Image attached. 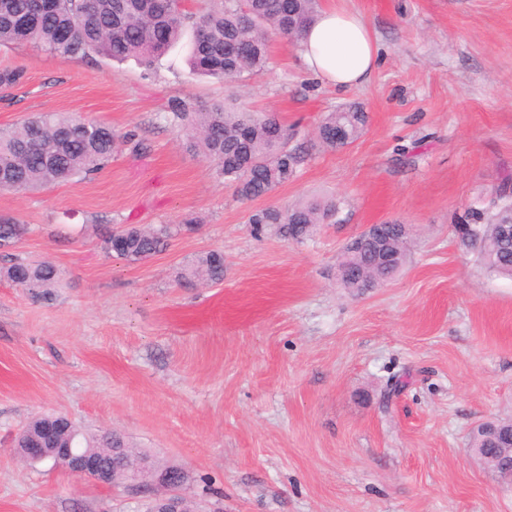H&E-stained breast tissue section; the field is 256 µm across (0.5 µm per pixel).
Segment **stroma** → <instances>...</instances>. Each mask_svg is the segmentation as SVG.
Instances as JSON below:
<instances>
[{
    "instance_id": "stroma-1",
    "label": "stroma",
    "mask_w": 512,
    "mask_h": 512,
    "mask_svg": "<svg viewBox=\"0 0 512 512\" xmlns=\"http://www.w3.org/2000/svg\"><path fill=\"white\" fill-rule=\"evenodd\" d=\"M321 4L372 30L381 55L368 83L336 90L279 37L269 71L231 88L192 75L182 46L150 67L0 46V69L26 71L0 88V127L70 112L143 144L87 179L0 190V216L29 228L9 253L61 273L51 302L0 278V512L142 502L17 456L15 436L43 414L118 431L183 468L203 512H512V483L469 449L479 424L512 418V278L453 233L512 189V0ZM228 94L277 113L305 152L296 178L257 201L240 200L167 118L171 99ZM344 104L369 123L353 145L323 150L316 127ZM314 196L340 207L309 240L248 222ZM385 222L409 226L406 264L349 292L336 276L343 247ZM125 224L179 232L130 264L101 248ZM213 250L222 282L178 281Z\"/></svg>"
}]
</instances>
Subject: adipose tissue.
<instances>
[{
  "mask_svg": "<svg viewBox=\"0 0 512 512\" xmlns=\"http://www.w3.org/2000/svg\"><path fill=\"white\" fill-rule=\"evenodd\" d=\"M301 59L341 91L366 83L379 63L374 35L361 15L333 6L322 9L306 29Z\"/></svg>",
  "mask_w": 512,
  "mask_h": 512,
  "instance_id": "ef3b65f1",
  "label": "adipose tissue"
}]
</instances>
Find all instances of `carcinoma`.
Listing matches in <instances>:
<instances>
[{
    "instance_id": "1",
    "label": "carcinoma",
    "mask_w": 512,
    "mask_h": 512,
    "mask_svg": "<svg viewBox=\"0 0 512 512\" xmlns=\"http://www.w3.org/2000/svg\"><path fill=\"white\" fill-rule=\"evenodd\" d=\"M320 10V0H206L201 11L189 15L164 0H0V45L32 44L50 53L86 58L99 54L121 62L130 57L150 66L177 45L186 21H192L194 36L190 48L193 70L226 85L264 75L270 66L269 41L279 35L299 41ZM20 67L0 70V88L23 83ZM171 115L191 147L216 163L224 182L235 187L240 199L253 201L287 183L303 161L300 147L290 141L294 134L273 112L244 109L233 102L213 103L198 109L176 99ZM368 114L359 106L345 105L326 113L320 129L319 145L336 150L353 144L362 135ZM344 130L345 141L336 143L332 131ZM287 147L276 155L277 141ZM131 141L112 127L69 113H38L21 125L0 130V187L33 190L68 182L76 177L98 173L112 158L118 146ZM245 156L250 166L235 165ZM502 205L490 218L473 210L470 221L476 225L485 244L476 249L485 268L512 276V238L502 242L497 225L512 224V196L499 191ZM339 205L334 198H311L288 208L266 207L250 217L252 224L279 227L296 241H303L320 224H328ZM180 228L160 225L149 229L134 224L122 226L118 240L107 235L101 247L129 263H137L166 250ZM24 232L10 217H0V247ZM339 273L343 287L352 292L374 287L375 275L370 258L362 250L344 249ZM11 282L33 297L48 300L58 282V271L50 262L30 264L11 259L0 267ZM184 280L224 279V255L210 251L187 263L180 273ZM512 437V421H502L492 435L476 433L474 448H498ZM62 445L83 451L90 448L103 460H112V449L123 448L134 463L141 453L126 437L83 433L73 425Z\"/></svg>"
}]
</instances>
